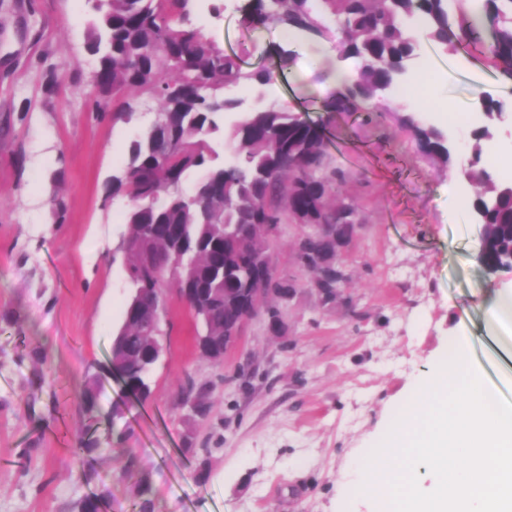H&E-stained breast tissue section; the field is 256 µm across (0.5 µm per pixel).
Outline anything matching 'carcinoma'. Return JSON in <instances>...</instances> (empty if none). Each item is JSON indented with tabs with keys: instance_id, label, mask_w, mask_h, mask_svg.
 Wrapping results in <instances>:
<instances>
[{
	"instance_id": "carcinoma-1",
	"label": "carcinoma",
	"mask_w": 512,
	"mask_h": 512,
	"mask_svg": "<svg viewBox=\"0 0 512 512\" xmlns=\"http://www.w3.org/2000/svg\"><path fill=\"white\" fill-rule=\"evenodd\" d=\"M98 16L86 32L88 48L99 55L97 94L112 101V118L132 121L130 95L157 105L156 117L128 143L112 194L128 199L124 214L129 234L121 251L131 287L140 289L137 314L151 321L157 299L174 292L187 305L197 332L212 344L206 349L215 363L224 351V330L246 321L249 312L229 307L253 261L267 247L264 224H286L324 214L329 224L358 221L354 204L337 205L336 180L345 174L327 170L329 151L313 123L284 107L244 113L228 132L237 147L231 164L216 161L210 140L220 132V114L241 102L226 90L245 84L267 85L275 70L287 69L295 51H278L276 69H249L251 51H227L204 38L192 19L194 0H95ZM466 11L461 0H247L239 8L240 25L249 30L274 24L298 29L313 38L336 34L338 57L352 60L356 81L334 99L328 110L339 113L377 111L376 101L403 83L408 62L427 42L442 53L471 56L492 39L500 74L512 80V0H473ZM488 124L473 134L468 177L480 186L472 205L486 225L484 260L495 274L512 253V182L499 177L486 156L489 125L505 110L491 97L479 98ZM407 122L421 149L438 167L453 159L446 134L436 126ZM191 172L200 173L193 191H181ZM331 241L320 238L306 247L307 271L328 300L340 294L335 279H319ZM189 281L197 289L190 299ZM114 348L119 379L132 394L151 395L153 366L147 357L151 337L130 321L124 310ZM209 391L193 384L182 389V404L206 416Z\"/></svg>"
}]
</instances>
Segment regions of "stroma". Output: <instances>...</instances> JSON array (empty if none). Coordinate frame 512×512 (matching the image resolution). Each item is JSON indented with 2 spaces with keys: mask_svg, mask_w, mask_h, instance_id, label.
Returning a JSON list of instances; mask_svg holds the SVG:
<instances>
[{
  "mask_svg": "<svg viewBox=\"0 0 512 512\" xmlns=\"http://www.w3.org/2000/svg\"><path fill=\"white\" fill-rule=\"evenodd\" d=\"M93 16L86 0H0V512H82L88 502L139 512L145 497L152 512H375L356 487L357 455L377 447L449 337H468L485 383L512 402L499 356L512 340L491 331L489 315L512 270L489 276L478 262L479 228L406 124L411 102L368 124L325 111L337 91L311 38L266 92L234 94L242 110L286 104L324 127L330 164L348 175L336 198L360 219L340 257L341 298L326 303L309 288L295 250L304 229L288 222L272 252L296 284L284 333L252 319L217 364L169 295L152 394L126 393L108 363L129 286L117 254L127 200L111 179L153 115L96 116L83 34ZM193 17L224 48L253 44L252 67L281 43L276 26L241 28L235 0H195ZM413 66L427 74L420 98L457 114L483 95L512 97L485 53L425 48ZM51 69L59 83L48 92ZM56 193L67 203L61 222ZM189 378L212 390L206 418L180 402ZM84 433L92 451L75 447Z\"/></svg>",
  "mask_w": 512,
  "mask_h": 512,
  "instance_id": "1",
  "label": "stroma"
}]
</instances>
